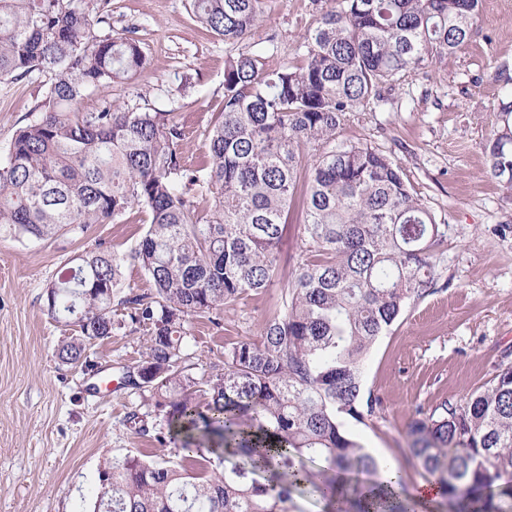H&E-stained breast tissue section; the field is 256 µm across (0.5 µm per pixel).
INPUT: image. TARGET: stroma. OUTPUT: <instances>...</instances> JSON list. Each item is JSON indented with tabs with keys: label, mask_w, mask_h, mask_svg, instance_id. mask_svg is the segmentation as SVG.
Listing matches in <instances>:
<instances>
[{
	"label": "stroma",
	"mask_w": 512,
	"mask_h": 512,
	"mask_svg": "<svg viewBox=\"0 0 512 512\" xmlns=\"http://www.w3.org/2000/svg\"><path fill=\"white\" fill-rule=\"evenodd\" d=\"M190 0H109L100 35L137 40L144 68L109 97L130 107L174 112L184 123L187 162L207 154L205 131L224 98V60L262 47L268 68L288 57L316 26L319 0H266L265 21L251 38L229 44L196 21ZM512 77V0H481L470 39L436 64L429 76L395 90L381 112H359L340 137L367 143L395 158L405 178L448 232L436 249L443 288L411 304L370 349L363 363L365 391L382 399L375 415L345 418L344 428L379 460L399 464L408 489L424 483L409 463L407 426L418 412L481 389L500 364L512 363V191L490 176L485 146L497 126L499 104ZM48 77L34 72L0 82V160L16 131L39 113ZM148 218L128 212L92 224L79 237L35 241L0 235V512H90L98 472L126 455H158L164 416L149 390L125 383L142 358L145 338L118 325L108 340L88 345L84 369L61 362L59 347L72 328L45 310L46 286L97 247L126 253L145 234ZM301 226L289 224L280 248L281 279L243 295L221 326L195 319L184 347L202 377L234 343L257 340L278 307L300 253ZM118 381L96 388L98 377ZM149 432L135 434L128 413Z\"/></svg>",
	"instance_id": "1"
}]
</instances>
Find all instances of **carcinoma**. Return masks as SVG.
<instances>
[{
    "mask_svg": "<svg viewBox=\"0 0 512 512\" xmlns=\"http://www.w3.org/2000/svg\"><path fill=\"white\" fill-rule=\"evenodd\" d=\"M106 2L0 0V81L52 75L0 163V232L48 240L134 209L150 216L129 252L81 255L46 286L48 315L81 336L60 347L67 364L112 336L114 306L126 311L131 331L146 336L128 383L151 388L178 442L158 460L105 464L93 512H289L293 495L307 493L330 512H412L402 472L385 479L342 416L361 420L381 404L363 393L362 363L435 288L434 247L447 227L396 160L337 133L466 43L479 0H338L279 68L267 69L262 52L228 56L223 106L195 167L173 113L107 98L82 107L86 94L128 84L146 64L134 39L98 34ZM190 2L203 26L235 43L260 24L265 0ZM486 149L490 174L512 190V104ZM295 210L301 260L282 311L259 340L236 343L195 378L184 354L192 320L219 327L241 295L274 283ZM127 262L153 293L120 295ZM408 435L453 512H505L512 364L413 420Z\"/></svg>",
    "mask_w": 512,
    "mask_h": 512,
    "instance_id": "obj_1",
    "label": "carcinoma"
}]
</instances>
